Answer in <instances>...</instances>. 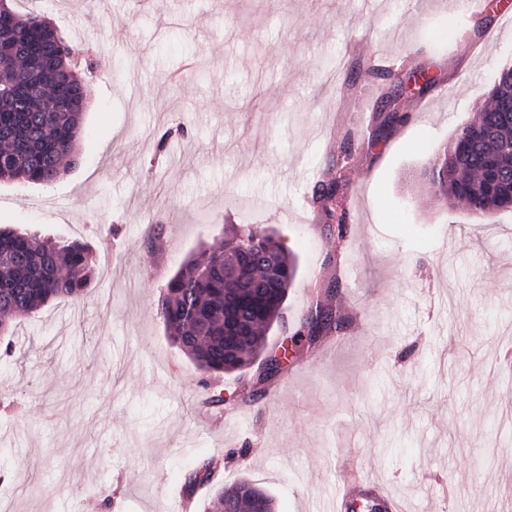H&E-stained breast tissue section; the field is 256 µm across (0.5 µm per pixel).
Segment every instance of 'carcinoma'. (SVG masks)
Segmentation results:
<instances>
[{
  "instance_id": "obj_1",
  "label": "carcinoma",
  "mask_w": 512,
  "mask_h": 512,
  "mask_svg": "<svg viewBox=\"0 0 512 512\" xmlns=\"http://www.w3.org/2000/svg\"><path fill=\"white\" fill-rule=\"evenodd\" d=\"M5 7L16 20L14 35L0 56V179L48 185L75 164L81 135L84 80L73 70L71 49L57 29L32 12ZM382 74L393 83L419 80L418 91L435 83L428 69L418 68L404 77L387 69ZM512 96V67L501 69L489 92V105L461 125L442 154L422 174L432 198L451 207L493 217L496 200L512 191V112L502 111ZM408 119L398 103L376 117L368 145L383 141L388 132ZM349 155H340L326 167L313 189V201L330 220L336 221L337 239L347 232L345 200L351 183L347 177ZM262 230L234 227L224 242L203 259H190L169 279L160 304V316L171 338L198 368L214 373L244 372L262 357L273 358L268 333L285 325L288 291L295 283L296 256L281 241L275 242L282 280L276 293L251 320L254 339L231 358H224V277L201 274L216 262H239L238 249L252 250L251 259L229 284L231 294L250 301L257 294L256 278L262 247L254 245ZM93 274L87 244L71 241L58 245L37 235L0 226V335H13L12 323L25 319L60 298L76 299L88 289ZM347 318L316 299L298 320L293 338L308 336V343L346 328ZM221 462L210 459L195 471L184 490L193 495L196 486L210 484ZM274 502L273 496L249 478L215 488L204 512H252L254 499Z\"/></svg>"
}]
</instances>
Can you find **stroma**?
Returning <instances> with one entry per match:
<instances>
[{"label": "stroma", "mask_w": 512, "mask_h": 512, "mask_svg": "<svg viewBox=\"0 0 512 512\" xmlns=\"http://www.w3.org/2000/svg\"><path fill=\"white\" fill-rule=\"evenodd\" d=\"M85 80L79 158L49 185L0 181V225L89 244L94 276L0 336V512H178L209 458L277 512H323L344 471L406 512H512V209L486 219L416 176L512 65V22L446 0H23ZM429 67L412 120L363 138L386 83L367 61ZM353 140L349 229L312 191ZM298 259L287 319L337 282L346 334L214 374L174 344L168 279L231 226ZM253 392L230 410L210 396Z\"/></svg>", "instance_id": "stroma-1"}]
</instances>
